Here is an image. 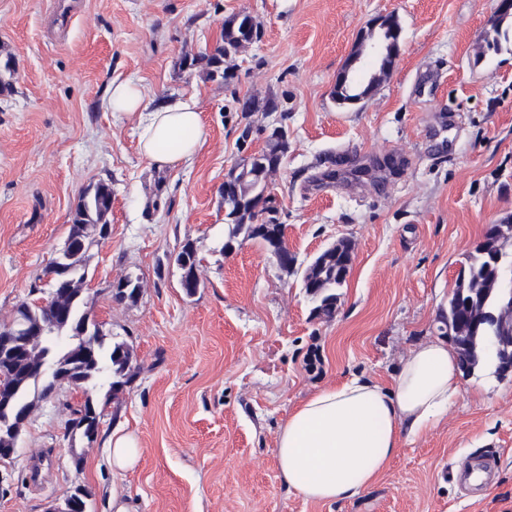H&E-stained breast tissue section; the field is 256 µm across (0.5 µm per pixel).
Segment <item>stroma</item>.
Returning a JSON list of instances; mask_svg holds the SVG:
<instances>
[{
  "instance_id": "stroma-1",
  "label": "stroma",
  "mask_w": 512,
  "mask_h": 512,
  "mask_svg": "<svg viewBox=\"0 0 512 512\" xmlns=\"http://www.w3.org/2000/svg\"><path fill=\"white\" fill-rule=\"evenodd\" d=\"M58 2L0 0V53L14 61L0 94V323L47 286L84 189L111 181L112 232L84 261V297L137 369L119 393L92 391L103 419L91 443L68 431L71 386L34 400L0 512H43L78 487L87 512H112L116 498L130 512H512V375L489 366L464 376L447 416L355 498L288 491L274 452L312 392L354 374L390 381L439 337L466 255L512 215V52L484 47L497 0H82L62 38L47 30ZM240 13L262 34L230 85L177 70ZM391 13L402 28L393 66L367 98L337 103V75L369 22ZM116 78L155 100L199 92L206 142L191 163L159 170L141 157L135 120L105 103ZM249 95L275 97L278 111L239 112ZM282 123L288 153L268 182L298 270L340 237L354 244L329 319L262 244L223 247L224 178ZM325 159L342 161V182L320 179ZM188 239L202 258L191 297L170 260ZM129 275L137 301H115ZM116 428L143 450L122 475ZM484 452L499 470L466 495L453 474Z\"/></svg>"
}]
</instances>
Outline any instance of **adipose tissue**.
<instances>
[{
	"label": "adipose tissue",
	"mask_w": 512,
	"mask_h": 512,
	"mask_svg": "<svg viewBox=\"0 0 512 512\" xmlns=\"http://www.w3.org/2000/svg\"><path fill=\"white\" fill-rule=\"evenodd\" d=\"M107 107L136 117L139 152L156 168L191 162L205 142L197 92L155 103L138 83L116 80L108 88ZM461 389L457 356L439 339L415 347L392 384L354 375L323 387L301 402L279 431V476L310 501L354 498L387 470L402 437L434 427Z\"/></svg>",
	"instance_id": "adipose-tissue-1"
}]
</instances>
